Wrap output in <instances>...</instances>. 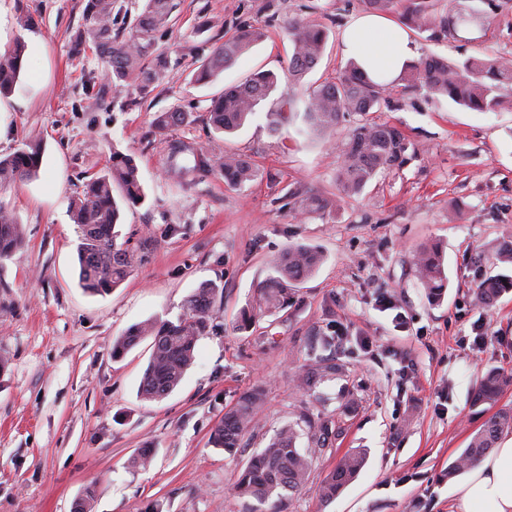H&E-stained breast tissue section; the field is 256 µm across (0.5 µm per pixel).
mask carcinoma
Masks as SVG:
<instances>
[{"mask_svg": "<svg viewBox=\"0 0 512 512\" xmlns=\"http://www.w3.org/2000/svg\"><path fill=\"white\" fill-rule=\"evenodd\" d=\"M374 14H385L402 6L403 23L418 32L429 33V39L459 37L461 32L481 31L487 18L479 13L440 12L436 0H362ZM114 0H87L83 24L75 37V47L84 53L91 49L105 63L112 85L120 88L135 83L146 89L157 76L158 64L147 61L157 29L169 23L174 4L172 0H145L137 17L134 33L114 27L112 20ZM292 53L288 74L302 79L319 62L326 41L327 29L312 21H292L287 27ZM262 38L259 28L243 25L223 45L200 61L194 80L207 83L224 70L236 57ZM24 45L0 52V93L10 91L18 81L24 63ZM407 85L435 96L444 97L475 111L494 112L503 106L512 107V59L504 56L469 57L453 63L427 54L409 64L400 76ZM276 76L257 71L242 83L225 89L210 98L207 116L210 125L219 133H233L243 126L249 114L274 89ZM385 85L369 80L354 64L345 68L333 81L317 86L299 110L295 100L277 102L271 115L274 126L302 116L308 133L334 132L346 112L366 114L379 108ZM184 113L174 109L160 113L157 128L164 132L181 122ZM341 165L337 183L341 194L351 197L363 192L379 171L400 168L412 159V144L403 132L388 123L365 122L348 130L343 142ZM43 157L42 146L25 142L14 153L0 158V190L5 191L16 182L39 170ZM200 165L211 167L224 177L229 187H241L262 177V172L250 159L229 154L210 163L200 159ZM118 184L122 199L127 204L140 205L146 195L135 160L113 151L106 170L94 174L85 182L81 193L72 200L75 224L81 230L77 254L79 284L93 295H107L131 273L133 254L118 242L119 206L112 194V184ZM338 206V201L320 194L302 197L299 212L308 218L322 215ZM22 225L14 214L0 203V259L9 257L22 246ZM323 261L322 255L311 247L293 245L271 261L273 276L260 292V304L277 309L285 301L288 288L312 275ZM417 277L430 295H441L447 277L443 263L435 251L423 249L416 263ZM500 280L486 276L476 284L475 294L484 303L497 295ZM219 286L205 281L187 298L182 313L176 320L149 319L131 326L112 343V358L122 357L141 341L152 339V352L139 386L140 397L157 400L171 393L192 364L195 349L201 337L209 334L214 325V300ZM512 387V373L490 371L475 391L474 404L493 406L501 393ZM263 390L255 387L244 392L235 406L224 413V418L211 435L215 448L233 451L247 433L250 424L262 406ZM512 429V410L493 413L473 434L467 448L448 465V478H453L477 464L493 448L503 432ZM297 433L293 426L281 428L266 448L254 455L239 474L233 487L236 498L252 504L248 512H262L261 506L270 500L281 502L299 490L308 480L313 454L296 447ZM366 461L361 450L346 453L336 468L321 482L318 496L323 502L336 498L360 473Z\"/></svg>", "mask_w": 512, "mask_h": 512, "instance_id": "cac0c4a2", "label": "carcinoma"}]
</instances>
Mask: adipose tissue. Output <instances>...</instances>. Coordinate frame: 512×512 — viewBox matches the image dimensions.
Returning a JSON list of instances; mask_svg holds the SVG:
<instances>
[{
	"instance_id": "obj_1",
	"label": "adipose tissue",
	"mask_w": 512,
	"mask_h": 512,
	"mask_svg": "<svg viewBox=\"0 0 512 512\" xmlns=\"http://www.w3.org/2000/svg\"><path fill=\"white\" fill-rule=\"evenodd\" d=\"M341 52L378 83L396 79L418 56L403 24L373 14L345 28ZM455 493L458 512H512V440L482 458Z\"/></svg>"
}]
</instances>
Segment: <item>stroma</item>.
Instances as JSON below:
<instances>
[{"mask_svg":"<svg viewBox=\"0 0 512 512\" xmlns=\"http://www.w3.org/2000/svg\"><path fill=\"white\" fill-rule=\"evenodd\" d=\"M86 0H0V47L27 44L24 72L0 97V157L41 141L38 177L0 193L24 243L0 260V512H73L94 487L89 512H245L237 476L279 429L294 425L311 446L308 418L336 428L309 478L282 512H456L449 464L487 418L473 394L489 370L512 371V266L493 305L473 288L498 248L512 242V109L478 112L397 81L379 111L345 113L334 136L271 130L274 100H306L347 60L340 38L361 0H177L155 35L166 65L148 92L104 78L94 52L74 55ZM438 9L488 15L476 39L434 41L411 32L420 54L448 60L512 57V0H438ZM34 23L24 28L22 15ZM315 21L328 40L302 83L288 76V21ZM264 32L210 84L193 75L202 57L242 24ZM278 82L236 133L215 132L209 99L251 73ZM180 108L191 123L158 132L159 113ZM398 126L415 148L329 214L298 217L306 194L335 196L341 133L363 122ZM132 155L147 197L122 206L120 230L134 253L131 274L106 296L78 284V227L71 202L103 172L113 151ZM250 156L263 177L239 188L197 168V154ZM318 249L319 268L288 290L287 304L258 307L269 261L293 245ZM439 245L448 286L433 299L415 257ZM221 285L217 333L164 399L139 384L151 353L141 342L113 360L112 340L149 319H176L205 281ZM252 311L241 327L243 311ZM328 346H321V339ZM324 364L339 373L309 386ZM266 394L239 448L212 447L225 411L252 387ZM151 448L148 469L132 467ZM367 451L359 476L336 498L317 489L337 461Z\"/></svg>","mask_w":512,"mask_h":512,"instance_id":"1","label":"stroma"}]
</instances>
